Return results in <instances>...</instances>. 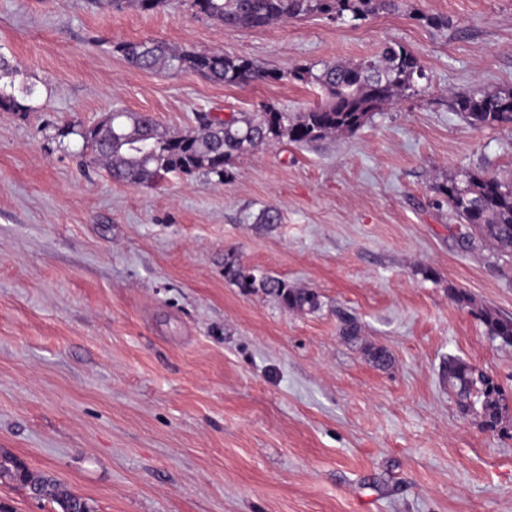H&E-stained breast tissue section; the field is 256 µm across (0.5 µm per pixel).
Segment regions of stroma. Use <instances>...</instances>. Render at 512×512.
<instances>
[{
	"label": "stroma",
	"mask_w": 512,
	"mask_h": 512,
	"mask_svg": "<svg viewBox=\"0 0 512 512\" xmlns=\"http://www.w3.org/2000/svg\"><path fill=\"white\" fill-rule=\"evenodd\" d=\"M146 39L283 76L224 86L137 71L114 50ZM389 43L419 58L416 95L352 134L242 156L222 178L133 187L83 169L81 137L57 135L115 109L174 132L204 112H302L324 94L288 68ZM0 53L33 90L27 111L0 112V448L96 512H512V410L484 429L444 377L460 357L512 400V345L448 296L512 317V255L433 192L462 168L512 178V131L475 129L448 101L512 88V0L238 30L191 0H0ZM269 205L280 223H255ZM231 259L314 289L320 310L229 283ZM343 312L358 339L341 336Z\"/></svg>",
	"instance_id": "stroma-1"
}]
</instances>
